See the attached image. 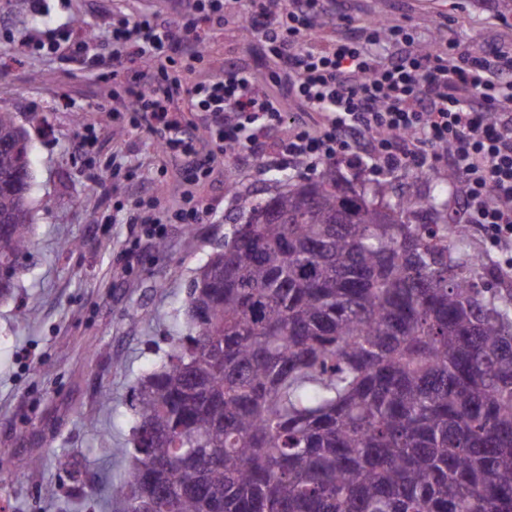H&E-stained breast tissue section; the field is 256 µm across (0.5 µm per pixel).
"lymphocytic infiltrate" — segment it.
<instances>
[{
    "mask_svg": "<svg viewBox=\"0 0 512 512\" xmlns=\"http://www.w3.org/2000/svg\"><path fill=\"white\" fill-rule=\"evenodd\" d=\"M325 0H247L252 29L266 53L288 68L289 91L323 117L317 131L287 123L281 105L247 70L231 65L222 75L191 86L155 68L175 44L191 46L188 61L203 60L205 34L224 26L225 0H193L190 11L168 25L152 14L113 18L112 63L139 61L141 71L124 88L130 120L146 113L164 152L179 160L189 183L210 170L186 137L182 99L206 122L217 151L237 164L262 157L275 165L365 163L376 176L432 168L446 156L459 176L463 223L477 228L512 269V56L495 49L474 56L451 37L422 50L409 24L351 29L341 14L342 36L329 45L313 36ZM102 35L60 26L47 37L21 40L27 53L68 51L95 61Z\"/></svg>",
    "mask_w": 512,
    "mask_h": 512,
    "instance_id": "1",
    "label": "lymphocytic infiltrate"
}]
</instances>
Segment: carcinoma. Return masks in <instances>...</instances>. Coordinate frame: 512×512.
I'll list each match as a JSON object with an SVG mask.
<instances>
[{"instance_id":"obj_1","label":"carcinoma","mask_w":512,"mask_h":512,"mask_svg":"<svg viewBox=\"0 0 512 512\" xmlns=\"http://www.w3.org/2000/svg\"><path fill=\"white\" fill-rule=\"evenodd\" d=\"M0 279L31 245L26 131L0 108ZM437 193L238 195L188 333L132 387L127 512H512V287ZM428 214V224L414 221Z\"/></svg>"}]
</instances>
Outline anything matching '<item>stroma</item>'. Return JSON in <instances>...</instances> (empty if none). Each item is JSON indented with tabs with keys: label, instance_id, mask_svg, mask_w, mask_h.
<instances>
[{
	"label": "stroma",
	"instance_id": "obj_1",
	"mask_svg": "<svg viewBox=\"0 0 512 512\" xmlns=\"http://www.w3.org/2000/svg\"><path fill=\"white\" fill-rule=\"evenodd\" d=\"M187 0H38L17 10L0 0V107L14 112L31 144L29 207L32 245L20 258L14 296L0 301V503L7 512H124L107 502L101 478L126 481L134 436L125 416L132 386L160 366L175 337L185 335L188 288L210 255L232 234L238 211L234 184L268 196L306 170H280L262 160L237 167L215 157L212 173L186 187L178 161L159 148L146 122L130 124L119 94L128 74L112 77V48L103 46L94 69L61 56L17 53L16 40L35 30L83 21L104 30L113 14L152 13L172 22ZM317 33L334 40L335 15L353 28L380 21L413 25L429 42L446 25L466 51L491 46L512 51V15L495 0H329ZM236 65L280 98L289 119L318 128L321 115L284 97L275 64L236 0L224 27L204 43V59L170 76L191 85ZM214 211L202 224H171L165 251L143 239L133 202L155 197L159 211L185 208V190ZM192 249H185L186 234ZM76 241L65 250V241ZM77 461L80 479L58 469L56 452ZM52 495H45V488Z\"/></svg>",
	"mask_w": 512,
	"mask_h": 512
}]
</instances>
